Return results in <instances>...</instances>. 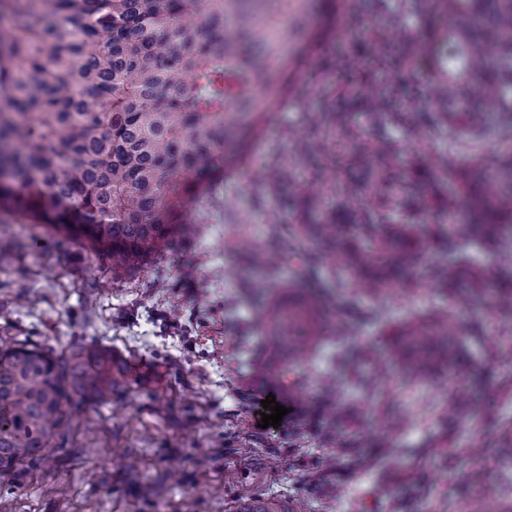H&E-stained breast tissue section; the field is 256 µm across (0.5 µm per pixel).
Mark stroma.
Instances as JSON below:
<instances>
[{"label": "stroma", "instance_id": "stroma-1", "mask_svg": "<svg viewBox=\"0 0 512 512\" xmlns=\"http://www.w3.org/2000/svg\"><path fill=\"white\" fill-rule=\"evenodd\" d=\"M395 5L362 0L334 50L369 55L377 17ZM328 108L322 84L289 93L253 149L251 172L217 190L235 198L241 223L228 222L221 202L196 203L202 233L131 276L0 209V347L21 341L62 355L104 348L113 362L136 369L109 405L72 395L65 447L0 483V512H234L245 498L290 512H410L417 502L426 512H466L478 498L512 512V461L500 455L512 429V316L486 318L482 305L466 314L481 335L462 340L473 390L468 415L449 416L453 384L444 379L408 385L395 378L370 395L343 388L344 400L359 408L351 430L362 439L354 454L364 464L332 471L320 467L328 453L321 424L303 427L307 411L293 400L274 396L287 413L279 427L259 426L271 394L265 338L255 306L224 271L243 241L276 235L263 214L280 200L258 195V175L307 134L305 111ZM352 294L344 343L384 342L387 332L362 318L372 300L357 286ZM384 398L405 421L399 442L406 453L396 464L375 454L388 433ZM478 444L483 452L472 454ZM474 469L482 486L471 483Z\"/></svg>", "mask_w": 512, "mask_h": 512}]
</instances>
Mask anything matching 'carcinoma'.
Returning a JSON list of instances; mask_svg holds the SVG:
<instances>
[{
    "label": "carcinoma",
    "instance_id": "cac0c4a2",
    "mask_svg": "<svg viewBox=\"0 0 512 512\" xmlns=\"http://www.w3.org/2000/svg\"><path fill=\"white\" fill-rule=\"evenodd\" d=\"M422 4L424 40L386 23L368 59L381 72L424 64L417 95L400 104L361 83L359 57L331 58L336 107L307 113L309 126L330 128L331 145L302 141L308 177L276 156L261 185L272 196L294 187L310 213L288 224V208L270 211L279 244L249 245L245 266L227 271L246 296L258 287L248 270L273 280L279 263L301 261L295 299L268 300L261 315L268 379L296 389L307 351L333 335L347 277L376 295L433 288L448 298L384 350L334 344L320 381L327 427L346 453L355 409L336 400L341 368L367 394L393 369L406 380L457 369L467 325L454 309L482 299L488 318L512 312V149L484 153L491 139L512 142V0H399L396 13ZM353 9L354 0H0V205L87 243L114 274L137 271L200 230L192 204L246 174L280 95L314 80L298 60L325 52ZM413 129L455 151L409 162L395 133ZM473 246L496 253L504 272L475 265ZM319 264L327 276L317 280ZM132 373L100 349L60 359L23 342L0 348V479L64 447L71 394L109 403Z\"/></svg>",
    "mask_w": 512,
    "mask_h": 512
}]
</instances>
